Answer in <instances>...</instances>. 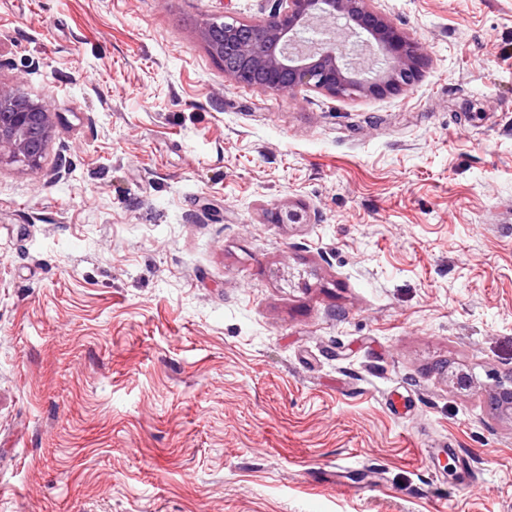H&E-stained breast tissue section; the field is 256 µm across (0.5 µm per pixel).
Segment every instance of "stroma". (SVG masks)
<instances>
[{"label":"stroma","instance_id":"35a3bbf8","mask_svg":"<svg viewBox=\"0 0 512 512\" xmlns=\"http://www.w3.org/2000/svg\"><path fill=\"white\" fill-rule=\"evenodd\" d=\"M274 2L0 0V512H512V0H375L355 99L225 77ZM54 125V113L42 100L0 84V163L7 158L38 169ZM493 409L499 416L512 418V377L507 381L499 380L490 392Z\"/></svg>","mask_w":512,"mask_h":512}]
</instances>
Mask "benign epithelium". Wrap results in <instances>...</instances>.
Here are the masks:
<instances>
[{"label": "benign epithelium", "mask_w": 512, "mask_h": 512, "mask_svg": "<svg viewBox=\"0 0 512 512\" xmlns=\"http://www.w3.org/2000/svg\"><path fill=\"white\" fill-rule=\"evenodd\" d=\"M343 22L362 45L382 56V66L365 69L336 33L315 40L313 21ZM210 54L224 62L231 81L274 94L314 91L331 98L391 97L410 90L426 67L420 44L398 30L373 0H279L264 19L212 22L201 32ZM55 125L54 113L33 99L0 84V162L8 159L37 169ZM292 208L272 213L275 224H300ZM498 415L512 418V378L490 392Z\"/></svg>", "instance_id": "benign-epithelium-1"}]
</instances>
